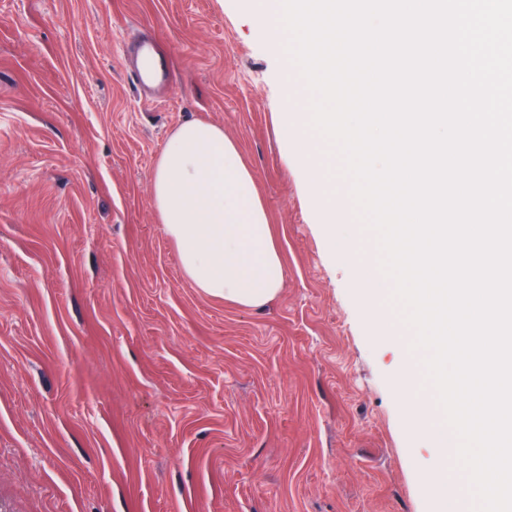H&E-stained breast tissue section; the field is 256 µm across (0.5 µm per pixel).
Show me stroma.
<instances>
[{
  "label": "stroma",
  "instance_id": "1",
  "mask_svg": "<svg viewBox=\"0 0 512 512\" xmlns=\"http://www.w3.org/2000/svg\"><path fill=\"white\" fill-rule=\"evenodd\" d=\"M150 26L172 86L145 103L123 43ZM239 0H0V512H435L433 451L400 392L414 333L323 144L349 256L279 134L299 79ZM223 127L285 268L260 308L184 276L152 206L171 133ZM403 343L380 340V329Z\"/></svg>",
  "mask_w": 512,
  "mask_h": 512
}]
</instances>
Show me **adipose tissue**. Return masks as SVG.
Segmentation results:
<instances>
[{"mask_svg": "<svg viewBox=\"0 0 512 512\" xmlns=\"http://www.w3.org/2000/svg\"><path fill=\"white\" fill-rule=\"evenodd\" d=\"M152 205L200 292L246 308L278 294L285 270L268 212L221 126L199 120L172 132L153 174Z\"/></svg>", "mask_w": 512, "mask_h": 512, "instance_id": "adipose-tissue-1", "label": "adipose tissue"}]
</instances>
